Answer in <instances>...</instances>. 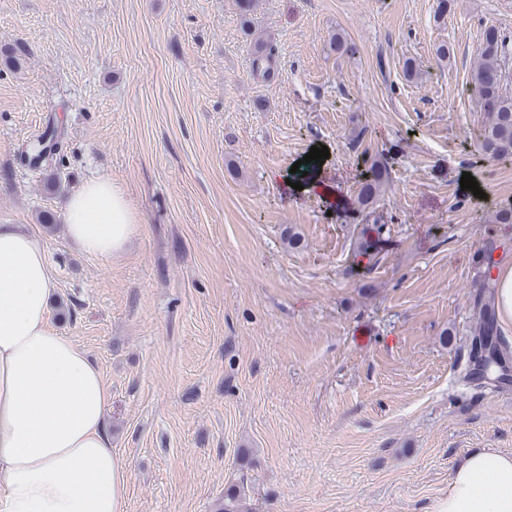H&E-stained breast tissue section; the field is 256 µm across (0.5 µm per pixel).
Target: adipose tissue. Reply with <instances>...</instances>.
I'll use <instances>...</instances> for the list:
<instances>
[{
  "label": "adipose tissue",
  "mask_w": 512,
  "mask_h": 512,
  "mask_svg": "<svg viewBox=\"0 0 512 512\" xmlns=\"http://www.w3.org/2000/svg\"><path fill=\"white\" fill-rule=\"evenodd\" d=\"M66 233L103 259L125 253L140 219L111 180L62 203ZM45 251L19 224L0 225V512H123L128 465L105 430L111 394L89 354L50 322ZM433 512H512V452L458 464Z\"/></svg>",
  "instance_id": "obj_1"
}]
</instances>
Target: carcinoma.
Segmentation results:
<instances>
[{"instance_id": "cac0c4a2", "label": "carcinoma", "mask_w": 512, "mask_h": 512, "mask_svg": "<svg viewBox=\"0 0 512 512\" xmlns=\"http://www.w3.org/2000/svg\"><path fill=\"white\" fill-rule=\"evenodd\" d=\"M240 27L246 38L252 39L253 50L250 58L252 76L262 82L270 80L277 70V53L270 38L253 31V15L259 7V0H236ZM330 49L339 55H353L357 51L354 43L341 33L330 41ZM512 60V38L501 33L495 26L484 28L480 59L474 66L466 83L468 91L475 97L477 106L484 113V120L474 129L473 135L481 155L488 159L509 161L512 159V94L508 91L512 72L508 63ZM62 135L55 128L45 130L36 139L29 163L38 165L50 163L56 153L45 157L44 146L61 148ZM370 176L363 183L360 204L370 210L376 204L381 189L388 183L385 164L373 161ZM390 225L375 219L365 224L359 232L354 248L370 258L375 257V245L389 238ZM492 262H487L483 272V291L477 295L475 315L477 327L471 341L470 358L481 359L485 368L498 366V359L507 355L508 345L500 337L495 323V298L498 280L492 278ZM246 505L241 491L230 487L224 493V504L219 512H245Z\"/></svg>"}]
</instances>
